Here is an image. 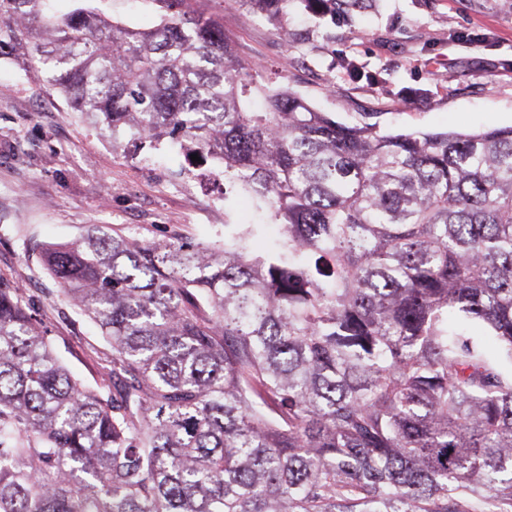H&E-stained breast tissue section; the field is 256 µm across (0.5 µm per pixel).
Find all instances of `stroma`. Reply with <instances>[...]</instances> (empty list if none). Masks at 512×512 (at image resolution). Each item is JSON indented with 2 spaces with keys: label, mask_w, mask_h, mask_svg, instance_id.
I'll use <instances>...</instances> for the list:
<instances>
[{
  "label": "stroma",
  "mask_w": 512,
  "mask_h": 512,
  "mask_svg": "<svg viewBox=\"0 0 512 512\" xmlns=\"http://www.w3.org/2000/svg\"><path fill=\"white\" fill-rule=\"evenodd\" d=\"M134 28L160 22L154 0H101ZM216 19L256 81L285 86L349 124L408 132L512 125V0H290L282 23L244 0H191ZM217 163L187 167L177 146H134L99 130L44 82L0 59V276L23 290L71 373L96 386L112 349L75 311L59 314L57 282L37 247L88 224L145 242L224 238Z\"/></svg>",
  "instance_id": "obj_1"
}]
</instances>
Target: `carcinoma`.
Instances as JSON below:
<instances>
[{
  "label": "carcinoma",
  "instance_id": "1",
  "mask_svg": "<svg viewBox=\"0 0 512 512\" xmlns=\"http://www.w3.org/2000/svg\"><path fill=\"white\" fill-rule=\"evenodd\" d=\"M50 2L0 0V57L114 141L218 162L224 242L88 224L42 250L110 390L0 277V512H512V369L448 327L512 362V127L341 123L257 84L188 0L151 29Z\"/></svg>",
  "mask_w": 512,
  "mask_h": 512
}]
</instances>
